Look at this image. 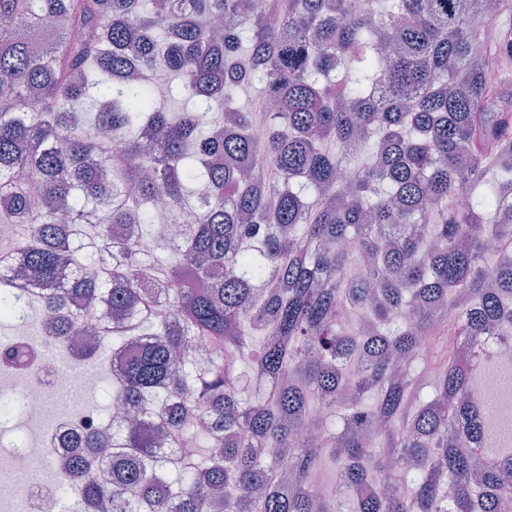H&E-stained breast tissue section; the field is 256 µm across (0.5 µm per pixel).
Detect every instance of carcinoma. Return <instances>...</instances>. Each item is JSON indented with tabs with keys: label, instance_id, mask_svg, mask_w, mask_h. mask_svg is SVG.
I'll return each instance as SVG.
<instances>
[{
	"label": "carcinoma",
	"instance_id": "1",
	"mask_svg": "<svg viewBox=\"0 0 512 512\" xmlns=\"http://www.w3.org/2000/svg\"><path fill=\"white\" fill-rule=\"evenodd\" d=\"M144 2L0 0V295L19 254L152 424L66 441L82 512H501L467 388L512 342V0Z\"/></svg>",
	"mask_w": 512,
	"mask_h": 512
}]
</instances>
